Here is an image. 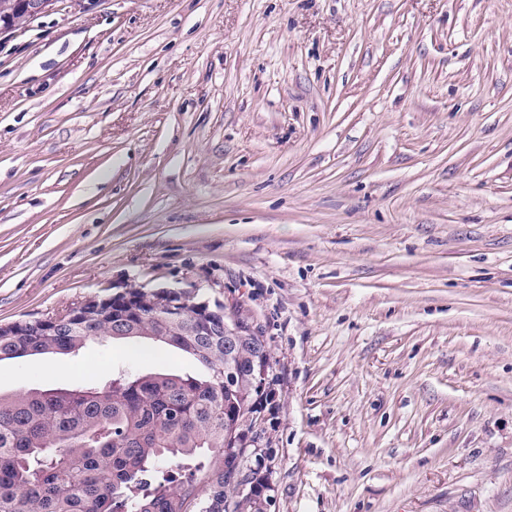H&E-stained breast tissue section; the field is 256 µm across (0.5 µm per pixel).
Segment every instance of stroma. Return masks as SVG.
<instances>
[{"label": "stroma", "mask_w": 512, "mask_h": 512, "mask_svg": "<svg viewBox=\"0 0 512 512\" xmlns=\"http://www.w3.org/2000/svg\"><path fill=\"white\" fill-rule=\"evenodd\" d=\"M198 289L265 336L269 512H512V0H53L0 29V323ZM194 372L147 343L0 391Z\"/></svg>", "instance_id": "1"}]
</instances>
